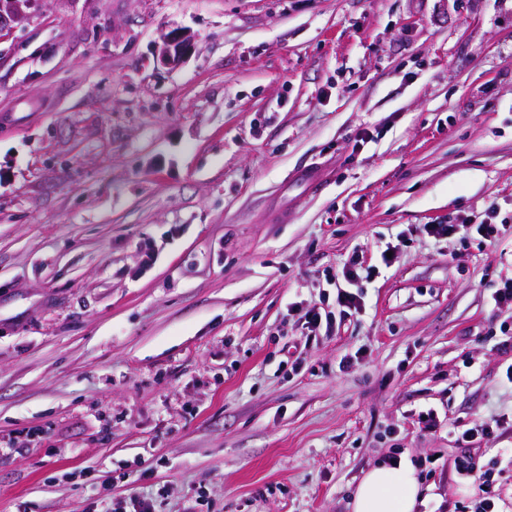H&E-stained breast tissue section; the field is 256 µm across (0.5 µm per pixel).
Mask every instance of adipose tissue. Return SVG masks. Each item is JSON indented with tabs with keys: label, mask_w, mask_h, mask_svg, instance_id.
Wrapping results in <instances>:
<instances>
[{
	"label": "adipose tissue",
	"mask_w": 512,
	"mask_h": 512,
	"mask_svg": "<svg viewBox=\"0 0 512 512\" xmlns=\"http://www.w3.org/2000/svg\"><path fill=\"white\" fill-rule=\"evenodd\" d=\"M414 467L405 459L381 464L364 474L354 495L353 512H414L418 500Z\"/></svg>",
	"instance_id": "adipose-tissue-1"
}]
</instances>
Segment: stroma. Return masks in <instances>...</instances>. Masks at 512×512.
<instances>
[{
  "mask_svg": "<svg viewBox=\"0 0 512 512\" xmlns=\"http://www.w3.org/2000/svg\"><path fill=\"white\" fill-rule=\"evenodd\" d=\"M490 208L512 216V0L1 15L0 512H352L402 455L415 512L471 503L458 437L512 417V234L426 227ZM389 246L361 317L306 334L293 304ZM469 453L512 512V433ZM193 45L194 39L190 34L167 36L159 49L160 59L168 65H175L191 51ZM428 230L434 237L446 239L459 234H462L460 239H464L474 230L484 241L495 244L502 229L498 224H492L491 221L483 219L477 224H432Z\"/></svg>",
  "mask_w": 512,
  "mask_h": 512,
  "instance_id": "1",
  "label": "stroma"
}]
</instances>
